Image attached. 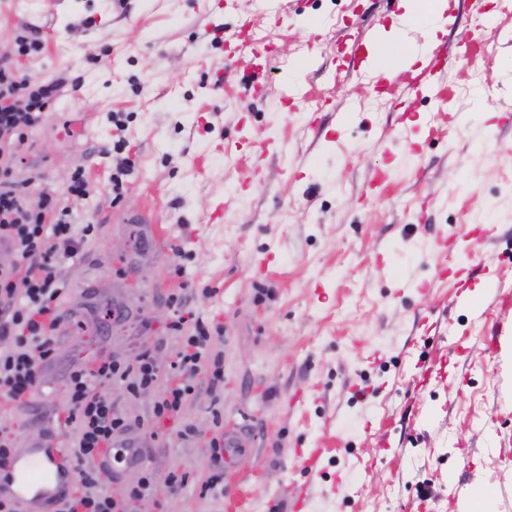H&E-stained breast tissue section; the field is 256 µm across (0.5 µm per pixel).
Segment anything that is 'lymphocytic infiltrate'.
<instances>
[{
  "mask_svg": "<svg viewBox=\"0 0 512 512\" xmlns=\"http://www.w3.org/2000/svg\"><path fill=\"white\" fill-rule=\"evenodd\" d=\"M15 44L16 52L0 53V394L20 403L38 383L41 365L55 358L54 335L61 321L56 302L64 287L61 262L79 253L83 237L91 235L93 227L76 229L71 209L52 194L31 204L16 179L18 150L65 81H45L14 67V54L40 52L36 30L17 35ZM210 338L209 326L197 322L194 334L185 339L186 351L172 365L186 381L155 402L156 418L180 411L193 390L189 379ZM116 380L133 395L152 386L156 373L149 351L125 362L107 359L92 369L75 365L68 372L67 421L79 433L73 455L82 492L75 497L62 490L53 512H130L131 501L143 500L153 484L152 472L142 467L129 500L118 501L103 488L106 448L129 442L142 449L148 446L105 392Z\"/></svg>",
  "mask_w": 512,
  "mask_h": 512,
  "instance_id": "obj_1",
  "label": "lymphocytic infiltrate"
}]
</instances>
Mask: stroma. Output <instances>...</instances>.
<instances>
[{
    "label": "stroma",
    "mask_w": 512,
    "mask_h": 512,
    "mask_svg": "<svg viewBox=\"0 0 512 512\" xmlns=\"http://www.w3.org/2000/svg\"><path fill=\"white\" fill-rule=\"evenodd\" d=\"M453 2L436 42L453 53L441 111L395 105L378 70L356 72L354 39L391 32L399 0H0V52L36 25L43 50L26 70L81 80L21 148V176L38 175L27 196L52 193L94 227L62 266L56 359L26 405L0 395V430L75 448L71 365L144 347L155 385L112 386L151 444L140 512H292L306 489L303 512H456L464 495L476 512H512V383L482 342L512 334L495 300L512 291V0ZM246 19L275 42L247 80L232 40ZM287 83L309 93L289 109ZM174 296L222 333L193 395L159 421L153 405L179 381ZM112 303L150 331L112 330ZM222 427L248 447L207 493ZM172 472L187 477L176 491Z\"/></svg>",
    "instance_id": "stroma-1"
}]
</instances>
